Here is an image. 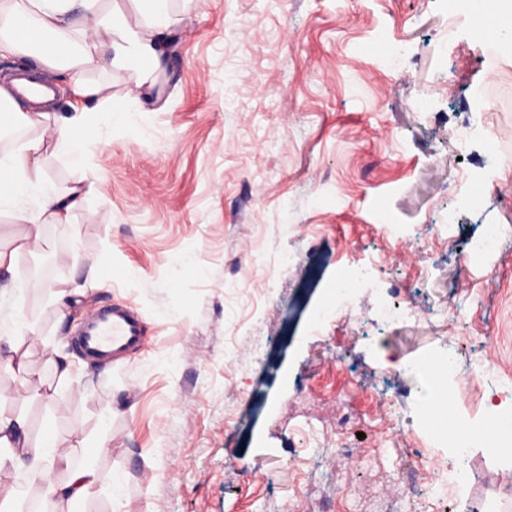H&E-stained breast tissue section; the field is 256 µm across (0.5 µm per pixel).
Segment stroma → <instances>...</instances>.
I'll use <instances>...</instances> for the list:
<instances>
[{"mask_svg":"<svg viewBox=\"0 0 512 512\" xmlns=\"http://www.w3.org/2000/svg\"><path fill=\"white\" fill-rule=\"evenodd\" d=\"M172 12L165 107L143 96L120 121L104 108L83 167L47 158L58 186L97 189L69 223L43 226L0 295V337H39L29 361L56 389L25 398L0 367V411L100 476L57 512L297 500L304 512H512V456L473 452L459 493L423 382L399 370L454 352L461 418L512 406V238L466 255L488 225L512 226V140L488 138L512 128V54L488 56L466 0H173ZM466 193L485 206H462ZM358 263L377 289H356L352 312L314 335ZM77 287L63 307L59 289ZM383 295L413 316L385 324ZM112 303L139 313L143 343L90 361L73 335ZM337 448L355 467L325 461Z\"/></svg>","mask_w":512,"mask_h":512,"instance_id":"35a3bbf8","label":"stroma"}]
</instances>
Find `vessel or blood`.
I'll return each mask as SVG.
<instances>
[{
	"label": "vessel or blood",
	"instance_id": "obj_1",
	"mask_svg": "<svg viewBox=\"0 0 512 512\" xmlns=\"http://www.w3.org/2000/svg\"><path fill=\"white\" fill-rule=\"evenodd\" d=\"M143 336V321L133 309L104 306L88 315L75 344L84 356L107 362L139 348Z\"/></svg>",
	"mask_w": 512,
	"mask_h": 512
}]
</instances>
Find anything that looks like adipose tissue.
<instances>
[{
    "label": "adipose tissue",
    "instance_id": "ef3b65f1",
    "mask_svg": "<svg viewBox=\"0 0 512 512\" xmlns=\"http://www.w3.org/2000/svg\"><path fill=\"white\" fill-rule=\"evenodd\" d=\"M171 0H0V53L31 54L36 64L32 79L51 80L69 73L79 107L68 114L45 112L49 97L27 105L0 87V116L13 127L30 131L19 148L0 157V208L18 209L20 229L15 247L0 249V270H11L18 251L36 246L46 221L67 223L95 190L94 182L77 181L62 188L44 173L46 154L60 155L81 165L98 135L93 115L112 100V84L103 73L118 69L129 73L137 87H150L170 67L167 47L174 18ZM483 36L497 45L512 37V0H478ZM32 207H22V200ZM24 462L32 474L60 465L55 436L31 438L23 415H0V466ZM98 480L92 468L70 470L65 483L43 496L47 512L56 503L87 496Z\"/></svg>",
    "mask_w": 512,
    "mask_h": 512
}]
</instances>
